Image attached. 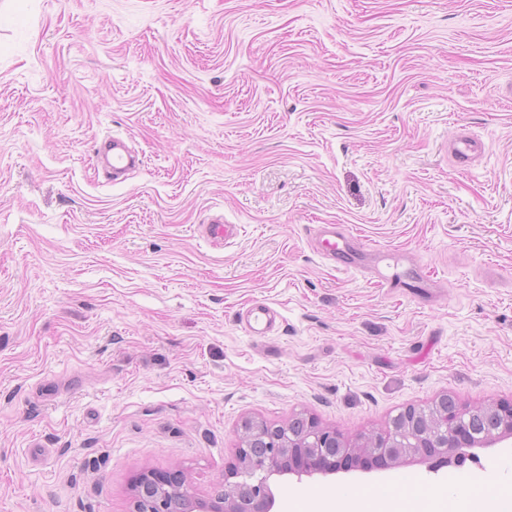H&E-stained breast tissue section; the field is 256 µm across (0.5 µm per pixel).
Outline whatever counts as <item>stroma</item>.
<instances>
[{"instance_id": "35a3bbf8", "label": "stroma", "mask_w": 512, "mask_h": 512, "mask_svg": "<svg viewBox=\"0 0 512 512\" xmlns=\"http://www.w3.org/2000/svg\"><path fill=\"white\" fill-rule=\"evenodd\" d=\"M316 224L440 297L329 264ZM444 394L512 402V0H0V512H134L147 470L209 499L244 419L355 435ZM502 460L271 487L458 495ZM112 141V177L113 181L119 177L126 175L129 171L133 170L139 165L140 160L137 155L129 150L121 137H109ZM409 264V273H405L404 278L401 276H398V278H392L379 273L377 281L379 286L390 290L394 288H428L427 284L432 282L431 275L427 274L419 266L414 264L413 260H409ZM280 317L275 308L265 303L250 305L242 315L246 331L252 336H267Z\"/></svg>"}]
</instances>
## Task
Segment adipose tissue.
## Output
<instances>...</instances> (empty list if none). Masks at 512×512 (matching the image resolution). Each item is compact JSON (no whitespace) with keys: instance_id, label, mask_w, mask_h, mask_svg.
Wrapping results in <instances>:
<instances>
[{"instance_id":"ef3b65f1","label":"adipose tissue","mask_w":512,"mask_h":512,"mask_svg":"<svg viewBox=\"0 0 512 512\" xmlns=\"http://www.w3.org/2000/svg\"><path fill=\"white\" fill-rule=\"evenodd\" d=\"M289 499L304 505L306 512H460L464 501L475 512H512V479L504 477L491 485L469 483L458 498L440 488L431 492L417 489L415 482L409 481L398 490L381 487L366 493L330 492L311 497L293 493Z\"/></svg>"}]
</instances>
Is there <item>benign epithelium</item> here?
<instances>
[{"label": "benign epithelium", "mask_w": 512, "mask_h": 512, "mask_svg": "<svg viewBox=\"0 0 512 512\" xmlns=\"http://www.w3.org/2000/svg\"><path fill=\"white\" fill-rule=\"evenodd\" d=\"M500 422L492 434L473 439L463 424L456 420L441 432L440 438L430 443L425 433L412 430L411 441L403 439L391 425L381 431L349 437L336 430L327 429L314 418L307 419V433L301 437L288 436V425L264 424L246 419L240 426L239 446L236 448L233 473L229 477L254 479L256 496L242 499L233 486L227 484L224 494L207 501L191 495L186 477L180 470L172 472L170 479L161 480L154 472H144L132 488L133 497H139L149 488L170 500L173 512H272L275 503L269 479L273 475H289L300 483L314 475H329L345 470L392 468L408 457L435 459L448 463L463 457L467 448L494 445L512 439V403L495 405ZM274 434L275 451L266 456L252 453L248 436L263 428Z\"/></svg>", "instance_id": "benign-epithelium-1"}]
</instances>
